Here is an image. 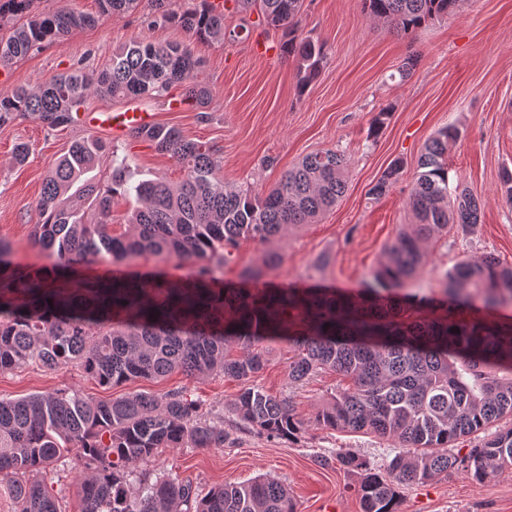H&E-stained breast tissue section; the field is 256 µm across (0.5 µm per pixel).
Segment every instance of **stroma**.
Segmentation results:
<instances>
[{"label": "stroma", "mask_w": 512, "mask_h": 512, "mask_svg": "<svg viewBox=\"0 0 512 512\" xmlns=\"http://www.w3.org/2000/svg\"><path fill=\"white\" fill-rule=\"evenodd\" d=\"M227 28L238 38L196 45L201 59L197 77L210 92L205 106L173 111L166 98L90 97L89 112L137 108L154 113L157 123L177 128L187 139L210 146L228 182L256 189L274 185L306 154L338 148L348 159V187L336 206L317 223L294 229L278 245L281 264L268 270L276 286L300 283L312 288L363 287L372 268L401 225L413 223L408 206L411 181L427 140L440 128L463 126L448 151L451 181L461 183L483 202L474 233L449 227L432 240L413 285L437 288L442 274L458 261L491 254L512 265V206L501 199L500 175L512 168V0H461L454 14L426 22L415 33L397 37L370 21L362 0H303V34L322 42L326 62L319 77L299 90L292 60L279 54L282 33L262 24L257 13L224 12ZM146 10L113 16L73 32L60 44H46L7 67L0 66V93L34 84L82 67L99 70L112 52L133 39L182 41L170 27H154ZM417 63L401 75L409 56ZM390 115L378 136L370 126L380 110ZM95 135L137 179L162 177L179 182L181 167L150 143L117 139L106 130L88 131L75 123L52 129L34 118L0 126V236L13 244L12 259L22 268L48 265L33 243L40 221L37 202L48 168L78 139ZM29 144L25 165L13 161L18 142ZM401 160L399 181L380 199L369 188L394 160ZM267 365L257 382L274 395H288L305 431L293 441L268 440L248 430L231 412L238 381L211 374L173 373L155 382L137 380L105 389L76 366L47 370L24 367L0 372V398L77 391L109 400L133 392H183L201 404V417L223 421L232 442L221 449L174 448L147 465L150 474H172L205 492L217 484L247 482L258 476L287 485L297 512H361L359 476L336 461L351 452L375 469L395 455L392 443L370 434L314 427L319 404L348 382L332 372L292 384L288 364L293 348L282 339L264 343ZM77 462L51 471L46 483L66 512H80ZM398 512H512V468L476 486L462 471L400 490Z\"/></svg>", "instance_id": "stroma-1"}]
</instances>
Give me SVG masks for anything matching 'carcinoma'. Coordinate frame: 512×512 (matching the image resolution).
I'll use <instances>...</instances> for the list:
<instances>
[{"mask_svg":"<svg viewBox=\"0 0 512 512\" xmlns=\"http://www.w3.org/2000/svg\"><path fill=\"white\" fill-rule=\"evenodd\" d=\"M152 10L151 24L176 26L192 42L226 37L224 13L208 0L180 11L170 0H97L94 13L40 8V0H0V64L7 66L45 44L105 17ZM239 12H257L283 32L284 55L296 62L300 87L320 75L324 44L300 32L303 0H234ZM461 0H364L371 18L398 35L456 12ZM201 64L191 42L132 40L112 52L105 68L74 70L0 94V126L35 116L51 129L77 122L92 95L161 96L182 87L181 101L203 105L209 90L194 80ZM132 137L151 143L183 170L171 184L159 178L131 186L124 163L103 167L109 147L87 136L71 144L49 169L37 207L34 241L52 259L37 269L12 262L13 247L0 237V371L76 364L102 387L172 373L187 377L221 372L241 382L231 403L239 421L269 439L293 440L304 430L287 396L268 393L254 378L266 364L263 341L283 338L294 348L292 382L332 371L350 385L324 400L315 425L372 434L401 448L374 471L350 452L340 466L360 475L362 512H397L402 486L426 484L451 470L484 484L496 469L512 467V266L489 255L465 259L444 273L428 296L410 283L429 242L455 224L465 233L480 221L482 202L450 186L448 145L461 137L445 126L425 145L409 197L415 223L385 247L366 287L355 294L335 288H278L266 270L282 261L272 245L290 227L311 223L336 206L347 190L344 151L304 156L267 191L227 185L211 148L156 124ZM402 174L391 164L370 189L379 199ZM135 193L128 229L112 233V198ZM96 215L87 218L83 202ZM265 248L260 266L224 281L242 244ZM152 256L197 264V273L173 284L156 269L136 270ZM102 259L127 269L121 278H88L81 270ZM197 401L181 392H134L97 400L77 392L0 399V477L9 480L17 512H62L44 481L47 471L72 457L84 477L81 512H297L288 487L266 476L226 482L201 496L189 482L151 479L135 467L167 448H222L224 426L199 418ZM478 443L464 455L455 443Z\"/></svg>","mask_w":512,"mask_h":512,"instance_id":"cac0c4a2","label":"carcinoma"}]
</instances>
